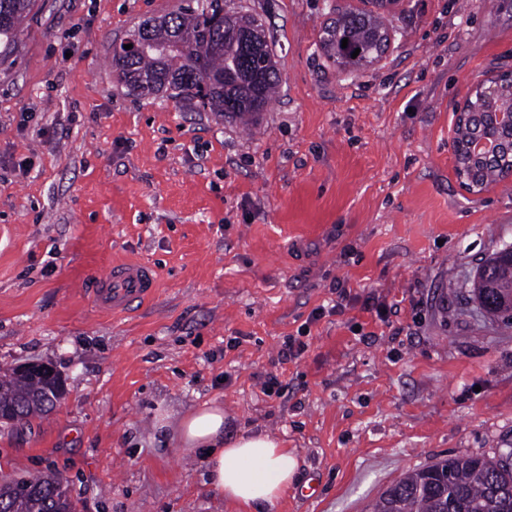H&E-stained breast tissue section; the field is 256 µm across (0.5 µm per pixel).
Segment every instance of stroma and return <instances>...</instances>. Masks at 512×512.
<instances>
[{
	"label": "stroma",
	"mask_w": 512,
	"mask_h": 512,
	"mask_svg": "<svg viewBox=\"0 0 512 512\" xmlns=\"http://www.w3.org/2000/svg\"><path fill=\"white\" fill-rule=\"evenodd\" d=\"M38 3L0 56V369L52 364L65 394L0 429L1 477L60 471L79 512H237L181 445L206 402L225 435L296 449L277 512H366L409 470L512 448V324L470 292L512 244V178L466 190L449 148L471 84L512 68L500 0H398L354 72L319 42L363 0H224L281 74L247 123L112 73L113 44L187 0ZM122 256L158 289L106 315Z\"/></svg>",
	"instance_id": "stroma-1"
}]
</instances>
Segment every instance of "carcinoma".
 I'll list each match as a JSON object with an SVG mask.
<instances>
[{
    "label": "carcinoma",
    "instance_id": "1",
    "mask_svg": "<svg viewBox=\"0 0 512 512\" xmlns=\"http://www.w3.org/2000/svg\"><path fill=\"white\" fill-rule=\"evenodd\" d=\"M394 0H372L377 10L336 11L324 27L320 49L341 72L360 71L377 62L388 49L390 30L380 10ZM36 0H0V44L8 50ZM141 49L112 46V70L119 82L143 96L168 91L231 119L255 118L271 102L281 81L267 30L249 14L224 11V0H195L187 10L162 17L150 29L139 26L130 35ZM348 39L347 47L342 40ZM357 57H352L354 51ZM202 70L195 71L197 62ZM512 100V72L497 75L493 89L477 91L466 101L465 126L457 127L459 142L473 138L498 141V153L470 159L460 155L467 178L462 183L479 191L512 170V132L498 128L491 113L496 104ZM491 274L472 284L482 309L512 322V258L498 252L488 260ZM53 367L24 373L0 372L3 426L18 430L30 419L53 410L63 394ZM68 482L56 472L22 476L0 483V512H67ZM368 512H512V461L472 454L454 456L408 471L368 506Z\"/></svg>",
    "mask_w": 512,
    "mask_h": 512
}]
</instances>
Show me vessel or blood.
I'll use <instances>...</instances> for the list:
<instances>
[{
	"label": "vessel or blood",
	"mask_w": 512,
	"mask_h": 512,
	"mask_svg": "<svg viewBox=\"0 0 512 512\" xmlns=\"http://www.w3.org/2000/svg\"><path fill=\"white\" fill-rule=\"evenodd\" d=\"M157 284V273L150 264L116 261L95 289V303L106 312L127 311L150 299Z\"/></svg>",
	"instance_id": "vessel-or-blood-1"
}]
</instances>
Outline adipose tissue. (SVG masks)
Listing matches in <instances>:
<instances>
[{
  "mask_svg": "<svg viewBox=\"0 0 512 512\" xmlns=\"http://www.w3.org/2000/svg\"><path fill=\"white\" fill-rule=\"evenodd\" d=\"M181 440L188 448L209 449V484L240 512H273L296 481L295 449L261 431L225 437L224 410L219 405L186 417Z\"/></svg>",
  "mask_w": 512,
  "mask_h": 512,
  "instance_id": "adipose-tissue-1",
  "label": "adipose tissue"
}]
</instances>
